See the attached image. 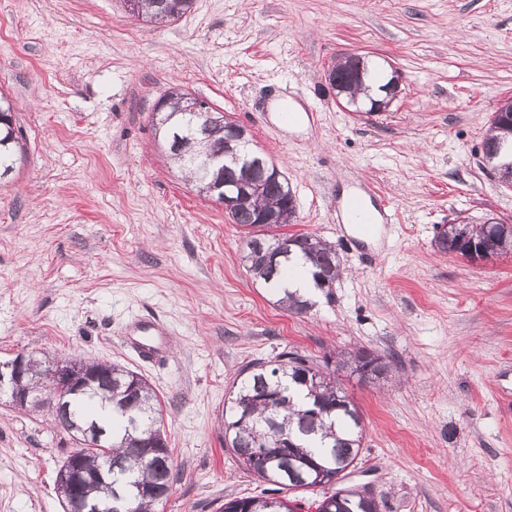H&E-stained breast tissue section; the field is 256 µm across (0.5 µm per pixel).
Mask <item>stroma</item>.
Segmentation results:
<instances>
[{"label": "stroma", "instance_id": "obj_1", "mask_svg": "<svg viewBox=\"0 0 512 512\" xmlns=\"http://www.w3.org/2000/svg\"><path fill=\"white\" fill-rule=\"evenodd\" d=\"M355 51L401 71L387 111H354L330 88L326 70ZM175 86L247 127L283 172L288 232L335 245L345 272L308 313L275 306L239 226L164 161L155 107ZM0 92L26 148L0 180V361L45 350L142 374L179 469L156 512L270 495L226 447L224 403L242 368L286 347L390 362L374 383L340 377L364 428L343 486H370L385 512H512V414L499 407L512 396V252L434 246L463 217L512 225V189L481 154L512 99V0H195L161 27L122 0H0ZM283 97L300 111L285 127ZM363 182L395 214L369 261L336 225ZM153 318L159 365L126 338ZM76 447L48 409L0 396V512H64L56 476Z\"/></svg>", "mask_w": 512, "mask_h": 512}]
</instances>
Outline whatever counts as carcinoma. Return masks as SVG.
Returning <instances> with one entry per match:
<instances>
[{
	"instance_id": "obj_1",
	"label": "carcinoma",
	"mask_w": 512,
	"mask_h": 512,
	"mask_svg": "<svg viewBox=\"0 0 512 512\" xmlns=\"http://www.w3.org/2000/svg\"><path fill=\"white\" fill-rule=\"evenodd\" d=\"M193 0H139L138 13L149 22L174 21L191 10ZM383 65L366 57H345L331 68L330 85L343 90L348 105H359V95L370 97V90L381 87ZM200 120L181 111L180 101L170 100L159 114L158 129L170 157L180 164L189 181L206 187L216 179L233 186L250 180L254 191L234 211L230 219L252 229L243 247V261L254 279L275 286L286 273V263L299 256L309 265L315 285L330 289L341 274V259L336 247L306 233L279 234L273 229L293 221L296 206L290 205L288 181L269 182L262 168L273 162L255 149L249 151V166L226 164L218 173L207 165L208 154L229 144L236 145L231 124L214 127L204 135ZM501 124L491 120L482 143L486 163L502 164L499 150ZM19 136L12 122L0 123V177L7 175L16 162ZM274 213L277 222L262 224L260 215ZM466 235L477 244L512 250V230L507 225L487 220L482 224H450L434 238L441 253H456L458 239ZM278 303L288 310L304 314L312 308L310 300L287 292ZM389 364L367 350L334 362L325 357L324 365L297 350H284L275 364L252 362L239 373L225 410L224 440L233 449L238 462L253 474L276 486V492L321 487L316 503L318 512H381L382 499L360 489L338 486L344 473L361 452L363 428L361 416L338 382L336 373L344 369L360 378L376 380L387 374ZM88 369L117 387L130 379L132 371L118 365L94 361ZM69 412L78 421L110 432L112 447L80 448L84 454L83 474L71 488L74 498L99 497L96 476L112 483V512H153L156 501L168 496L178 471L170 455L160 402L145 380H140L132 405L114 394L89 391L68 398ZM151 439L160 456L152 461L142 457L140 438ZM291 438L295 447L270 459L264 470L249 465L262 448H274L279 439ZM291 500L282 497H237L221 506L220 512H297Z\"/></svg>"
}]
</instances>
